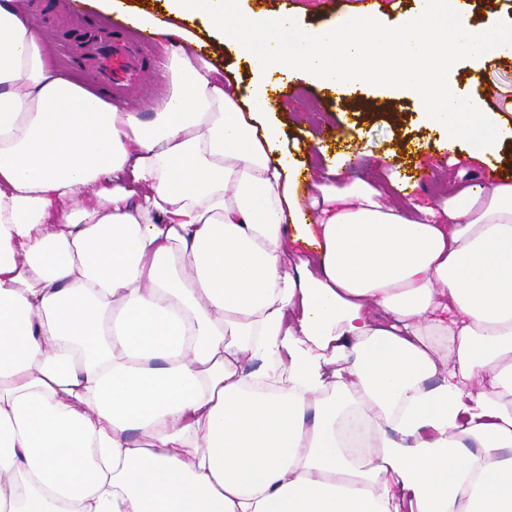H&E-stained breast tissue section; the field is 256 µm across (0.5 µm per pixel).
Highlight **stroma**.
<instances>
[{
  "label": "stroma",
  "instance_id": "obj_1",
  "mask_svg": "<svg viewBox=\"0 0 512 512\" xmlns=\"http://www.w3.org/2000/svg\"><path fill=\"white\" fill-rule=\"evenodd\" d=\"M27 18L41 30L55 29L54 62L58 68L86 79L84 71L75 70L70 48L80 35L87 33L91 21L111 27L112 16L100 12L93 0H83L80 10H73L72 0H24ZM245 9H263L270 13L291 7L298 21L307 27L321 25L342 12L351 10L350 0H242ZM448 79L469 94L501 87L512 92V60L492 57L480 63L458 62ZM295 94L283 101L280 111L270 113L284 133L283 149L297 152L307 147L315 176H324V155L311 148L312 135L323 128H333L334 143L328 152L358 157L354 168L344 169L341 182L357 179L382 186L389 178L404 179L412 165L428 168L429 174L413 193L415 202L443 199L453 191L460 178L482 182L485 167L512 172V159L491 156L479 162L461 159L451 162V154L443 146V138L427 125L416 95L409 91H392L381 85L351 86L343 94L326 89L304 79H295ZM421 147L419 155L409 154V143ZM327 152V153H328Z\"/></svg>",
  "mask_w": 512,
  "mask_h": 512
}]
</instances>
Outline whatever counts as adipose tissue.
<instances>
[{
  "mask_svg": "<svg viewBox=\"0 0 512 512\" xmlns=\"http://www.w3.org/2000/svg\"><path fill=\"white\" fill-rule=\"evenodd\" d=\"M137 18L171 41L147 114L60 75L0 0V512H512V181L413 221L262 120L275 76L376 82L421 92L449 151L502 153L448 72L512 58V24L433 0ZM378 5L379 14L388 20L398 15L412 12L420 0H373ZM216 66L224 68V79H226V77L230 79L237 78L243 80V84L245 85L251 80L248 65L243 60L237 59L236 56L228 50H224V56H219Z\"/></svg>",
  "mask_w": 512,
  "mask_h": 512,
  "instance_id": "ef3b65f1",
  "label": "adipose tissue"
}]
</instances>
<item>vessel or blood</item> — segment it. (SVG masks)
<instances>
[{
	"instance_id": "obj_1",
	"label": "vessel or blood",
	"mask_w": 512,
	"mask_h": 512,
	"mask_svg": "<svg viewBox=\"0 0 512 512\" xmlns=\"http://www.w3.org/2000/svg\"><path fill=\"white\" fill-rule=\"evenodd\" d=\"M154 41L152 32L118 25L113 27L109 40L90 36L79 41L75 57L98 84L110 88L113 94L125 96L148 75L143 51Z\"/></svg>"
}]
</instances>
